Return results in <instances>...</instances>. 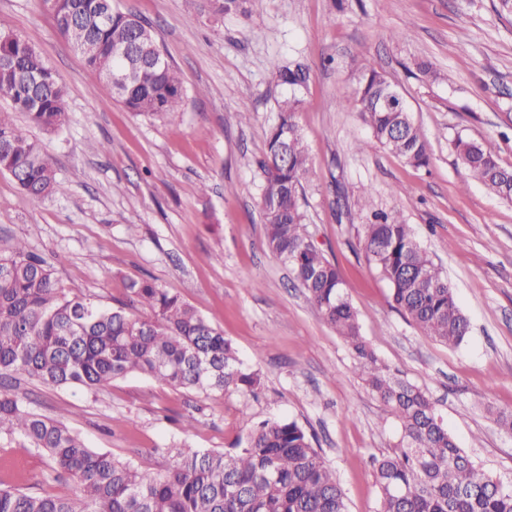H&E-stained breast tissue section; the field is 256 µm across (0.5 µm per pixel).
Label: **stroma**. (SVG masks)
<instances>
[{"label":"stroma","mask_w":512,"mask_h":512,"mask_svg":"<svg viewBox=\"0 0 512 512\" xmlns=\"http://www.w3.org/2000/svg\"><path fill=\"white\" fill-rule=\"evenodd\" d=\"M147 21L186 91L174 117L127 112L111 86L57 32L47 0H0V30L42 53L66 87L64 124L37 132L62 194L31 199L0 174V241L24 240L73 294L126 301L130 280L154 278L224 331L259 369L257 395L200 398L144 376L92 393L30 388L37 412L93 448L157 472L173 448L231 447L258 422L301 425L333 470L348 512H377L372 460L398 440L395 418L365 387L348 343L295 288L265 246L258 161L276 101L274 63L301 64L296 120L312 167L303 211L315 246L334 262L360 332L376 356L435 403L458 448L512 480V203L472 179L456 138L512 168V16L499 0H250L248 15L188 12L185 0H112ZM407 28L411 36L394 39ZM431 61L429 81L415 67ZM376 64L422 128L431 165L413 169L382 148L346 103L362 64ZM249 110L248 121L238 113ZM372 191V209L361 206ZM400 216L448 278L470 323L450 347L397 311L360 245L373 211ZM192 415L196 430L177 420ZM30 491L71 492L50 463L13 446Z\"/></svg>","instance_id":"stroma-1"}]
</instances>
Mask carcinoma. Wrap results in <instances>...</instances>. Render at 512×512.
Segmentation results:
<instances>
[{
    "mask_svg": "<svg viewBox=\"0 0 512 512\" xmlns=\"http://www.w3.org/2000/svg\"><path fill=\"white\" fill-rule=\"evenodd\" d=\"M215 15L248 13L247 0H188ZM102 0H55L58 33L87 66L107 76L128 64L113 46L138 42L144 55L159 49L154 33L131 12L101 23ZM136 75L117 100L130 112L167 117L178 112L185 90L174 66L135 64ZM281 84L306 81L302 69L274 65ZM390 81L372 64L359 72L353 100L370 139L404 164L422 169L430 153L422 129L380 104ZM8 98L28 122L47 132L65 118V89L58 74L25 39L0 40V100ZM296 95L278 101L261 176L265 243L286 263L294 281L323 320L351 347L366 388L399 423L400 439L373 459L378 512H512V487L479 469L457 448L426 392L395 377L360 333L336 265L308 242L300 203L311 159L296 122ZM0 173L32 198L61 194L51 163L36 140L0 113ZM462 164L486 189L512 202V169L482 144L458 138ZM362 225L363 251L389 287L394 308L431 340L456 346L469 334L447 277L414 237L410 226L383 212ZM128 302L107 306L70 294L53 265L23 241L0 245V443L20 439L47 455L53 480L73 481L71 494L0 488V512H348L333 471L296 421L268 419L225 451L178 448L161 472L143 470L108 451L92 448L71 427L45 417L16 391L25 380L48 388L96 392L117 379L142 375L208 398L256 394L259 371L245 364L224 332L180 295L149 279L127 286Z\"/></svg>",
    "mask_w": 512,
    "mask_h": 512,
    "instance_id": "1",
    "label": "carcinoma"
}]
</instances>
